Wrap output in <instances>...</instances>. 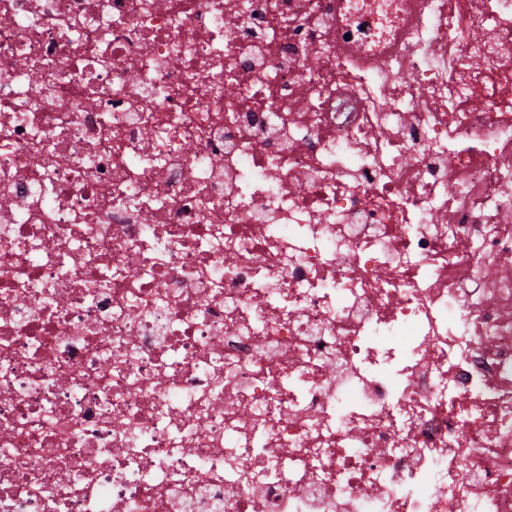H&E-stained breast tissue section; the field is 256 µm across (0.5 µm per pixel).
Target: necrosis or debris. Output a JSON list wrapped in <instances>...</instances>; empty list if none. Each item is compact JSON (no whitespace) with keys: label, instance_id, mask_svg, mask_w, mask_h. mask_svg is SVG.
<instances>
[{"label":"necrosis or debris","instance_id":"necrosis-or-debris-1","mask_svg":"<svg viewBox=\"0 0 512 512\" xmlns=\"http://www.w3.org/2000/svg\"><path fill=\"white\" fill-rule=\"evenodd\" d=\"M509 222L512 0H0V512H512Z\"/></svg>","mask_w":512,"mask_h":512}]
</instances>
